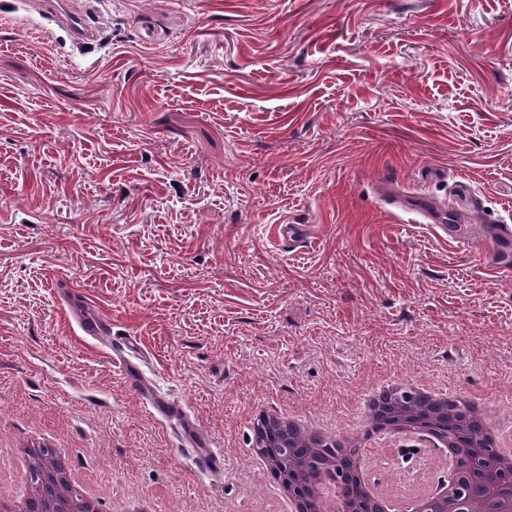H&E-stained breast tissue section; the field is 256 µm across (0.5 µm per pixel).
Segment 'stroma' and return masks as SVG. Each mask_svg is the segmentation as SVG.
Wrapping results in <instances>:
<instances>
[{
	"label": "stroma",
	"mask_w": 512,
	"mask_h": 512,
	"mask_svg": "<svg viewBox=\"0 0 512 512\" xmlns=\"http://www.w3.org/2000/svg\"><path fill=\"white\" fill-rule=\"evenodd\" d=\"M71 6L92 45L0 0L1 442L62 437L103 493L168 512H277L253 499V403L350 418L406 375L512 416V262L490 251L512 225V0ZM461 180L483 209L458 242L405 222V196L442 211ZM73 295L111 332L78 336ZM117 332L146 348L141 385ZM187 424L223 476L179 452ZM143 351L135 338L121 336L120 340L112 344V362L134 384L140 383V368Z\"/></svg>",
	"instance_id": "stroma-1"
}]
</instances>
